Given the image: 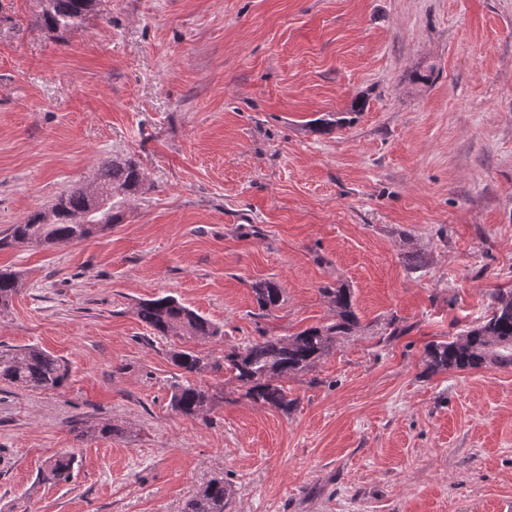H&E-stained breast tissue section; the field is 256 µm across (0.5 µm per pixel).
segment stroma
Instances as JSON below:
<instances>
[{"label":"stroma","instance_id":"1","mask_svg":"<svg viewBox=\"0 0 512 512\" xmlns=\"http://www.w3.org/2000/svg\"><path fill=\"white\" fill-rule=\"evenodd\" d=\"M116 155L145 176L119 224L0 250V350L71 370L0 383V512H182L213 478L225 512H512V370L424 363L512 288V0H102L63 33L0 0V236ZM336 284L359 326L284 380L289 411L220 372L208 414L172 409L171 348L332 323ZM168 294L221 338L153 335L135 308ZM62 452L70 481L43 480ZM252 292L258 308L264 312H271L281 305L283 292L273 281H256L251 284ZM69 378L67 363L36 345L0 350V381L28 390L54 392Z\"/></svg>","mask_w":512,"mask_h":512}]
</instances>
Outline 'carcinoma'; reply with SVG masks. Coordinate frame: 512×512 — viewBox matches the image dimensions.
<instances>
[{"label":"carcinoma","mask_w":512,"mask_h":512,"mask_svg":"<svg viewBox=\"0 0 512 512\" xmlns=\"http://www.w3.org/2000/svg\"><path fill=\"white\" fill-rule=\"evenodd\" d=\"M100 4L101 0H49L48 7L41 11V21L49 30L70 31L99 13ZM144 181L137 161L114 158L101 166L95 181L101 189L112 192V197L96 199L89 187L72 186L55 199L49 212L37 211L23 223L12 225L9 233L0 238V249L89 239L101 233L99 225L120 223V208L143 189ZM19 284L16 273L0 272V310L9 307ZM251 289L260 310L270 312L281 305L283 292L275 282L256 281ZM322 294L336 309V320L326 326H312L285 338L264 336L224 352L222 363H212L192 348H174L170 359L187 375L222 371L228 380L244 389V397L286 413L294 400L288 398L277 379L312 369L329 352L336 337L351 335L359 325L350 288L327 285ZM136 315L156 336H187L207 343L221 335V330L206 317L171 295L139 302ZM425 361L431 374L491 365L512 369V288L496 289L491 294L489 314L462 336L426 345ZM68 378L67 363L36 345L0 350V381L28 390L54 392L64 388ZM220 399V391H209L187 379L174 386L170 405L183 415L199 416L209 412ZM117 432L119 429L109 422L80 429V435L95 438ZM74 465L75 456L65 452L49 462L47 477L66 482ZM229 495L224 479L213 478L185 502L183 512H224Z\"/></svg>","instance_id":"1"}]
</instances>
